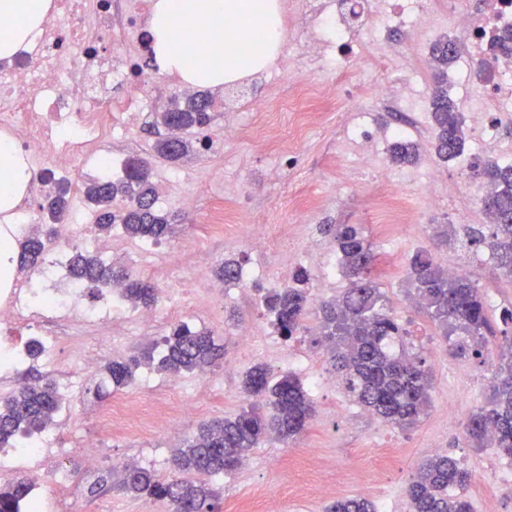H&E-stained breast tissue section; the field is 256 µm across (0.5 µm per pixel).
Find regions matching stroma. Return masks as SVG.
<instances>
[{
    "mask_svg": "<svg viewBox=\"0 0 512 512\" xmlns=\"http://www.w3.org/2000/svg\"><path fill=\"white\" fill-rule=\"evenodd\" d=\"M285 20L288 36L271 66L261 74L215 89L218 104L214 113L217 122L224 125L223 143L193 152L176 166L182 170L198 168L206 179L205 187L187 182L174 186L168 196L157 201L161 211L177 217L173 236L162 246L184 252L187 263L168 273L175 299L157 300L160 317L156 324L143 329L120 327L89 338V345L99 352L100 365L93 369L76 363L66 349L58 352L53 363L42 357L16 367L0 366V397L32 377L50 379L59 388L62 409L48 434L50 450L26 467L25 473L34 478L41 495L66 504V512H168L166 503L133 498L111 489L89 495L91 479L85 472L83 441L96 438L103 460L132 456L141 466L168 476L176 448L193 434L198 423L231 415L243 406L242 383L248 369L260 363L273 375L288 373V366L273 362L272 355L256 357L238 352L236 342L244 325L261 336L273 333L263 297L271 289L282 287L283 272H295V265L288 262L293 244L313 238L324 255L333 260L337 257L336 242L322 233V225L355 224L378 257V283L386 305L410 329L417 350L426 360L432 377L431 406L417 425L401 429L368 415L344 388L323 386L311 395L314 416L300 436L286 443L267 440L252 449L250 467L211 477L218 492L215 512H227L228 503L246 500L258 489L287 500L290 486L306 483L308 473L302 462L310 454L322 459L329 474L339 476L341 482L313 501L309 512H324L325 506L336 499L358 495L370 478L387 488L388 512H410L407 486L411 475L421 461L436 453L456 457L470 472L466 495L474 512H512V490L494 496L489 493L506 460L497 449L469 440L465 432L469 413L485 405L491 395L489 381L496 376L497 364L449 354L437 325L416 306L408 286L410 256L427 249L436 261L469 266L471 279L491 301L490 318H497L501 308L512 305V280L498 274L490 254L478 256L439 239L444 230L482 223L483 212L473 178L461 176L462 160L442 161L433 150L430 45L425 42L417 53L403 54L412 34L399 27L385 28L375 40L359 35L346 60L352 83L370 86L379 49L391 51L395 58L391 99L366 102L360 110L344 101V89L337 87L324 69L297 64L305 41L323 34L319 18L301 8L288 12ZM419 69L424 72L422 79L409 83L408 75ZM294 78L315 80L332 96L340 97L341 104L297 143V162L293 168L284 169L276 152L250 137L249 129L256 120L251 104L275 90H287ZM361 125L382 133L397 130L400 137L418 145L417 162L392 164L385 150L365 155L352 137L353 129ZM430 173L435 175L436 183L435 196L428 199L421 194L420 184ZM390 180L400 185L408 223L376 221L378 199ZM299 190L308 201V220L304 223L296 222L293 208V197ZM220 204L232 213L234 227L225 233H204L211 211ZM258 219L269 225L271 246L264 253L252 251L246 243L248 226ZM228 257L246 268L262 267V277L248 285L224 283L215 270ZM196 264L207 267L206 281L195 279L192 267ZM182 296L204 300L198 311H185L182 321L198 330L213 331L225 354H238L237 366L228 369L216 365L204 378L194 373L182 375L177 397L194 401L200 412L195 420L184 424L180 434L164 429L112 435L101 432L95 418L99 408L129 395L146 400L161 393L167 375L154 366L137 369L132 384L123 388L103 390L99 384L105 378V364L150 349L168 334L174 324L171 314L175 300ZM306 325V333L279 340L275 353L308 355L314 368L331 375L332 369L317 344L321 333L318 316L309 314ZM381 448L394 451L391 464L384 468L377 461ZM60 470L69 476L68 488L62 492L53 483L54 474Z\"/></svg>",
    "mask_w": 512,
    "mask_h": 512,
    "instance_id": "stroma-1",
    "label": "stroma"
}]
</instances>
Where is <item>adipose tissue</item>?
<instances>
[{"label": "adipose tissue", "mask_w": 512, "mask_h": 512, "mask_svg": "<svg viewBox=\"0 0 512 512\" xmlns=\"http://www.w3.org/2000/svg\"><path fill=\"white\" fill-rule=\"evenodd\" d=\"M49 0H0V17L13 21L0 36V57L32 44ZM150 29L160 68L198 88H215L264 70L287 37L280 0H151ZM0 212L13 209L27 190V162L0 150Z\"/></svg>", "instance_id": "ef3b65f1"}]
</instances>
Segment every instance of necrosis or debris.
<instances>
[{"mask_svg": "<svg viewBox=\"0 0 512 512\" xmlns=\"http://www.w3.org/2000/svg\"><path fill=\"white\" fill-rule=\"evenodd\" d=\"M437 8L438 0H338L331 34L321 41L316 56L329 59L334 45L349 40L362 14L372 28L400 23L429 38L433 30L427 20ZM148 11L149 0H124L117 11L112 0H53L35 46L0 60V134L14 143L33 174L23 201L14 209L16 239H23L32 225L47 223L41 201L54 196L60 183L71 181L75 168L121 165L120 154L105 151L102 145L114 132L135 128L145 97L137 63L129 56L108 53L107 47L134 42L149 48L144 26ZM448 17L461 50L458 80L464 86L477 82L481 92L471 122L476 145L472 158L478 161L484 156L483 145L496 138L498 125L512 122V56L502 54L497 44L504 30H512V0H486L477 15L464 11L460 0H448ZM329 107L319 84L296 82L289 94L253 104V111L262 117L254 134L276 146L279 139L273 129L280 109L290 110L291 132L297 137ZM70 199L71 217L59 227L64 247L49 257L45 287L29 288L19 278L11 283V296L0 302V334L12 336L14 326H23L48 356L68 347L89 367L97 356L87 350V339L106 330L111 317L97 309H77V288L57 287L66 274L65 247L87 238L80 191L72 190ZM195 412V404L185 400L166 412L134 399H119L98 410L96 417L108 432L131 427L148 432L161 423L179 426Z\"/></svg>", "mask_w": 512, "mask_h": 512, "instance_id": "4bbe7bcc", "label": "necrosis or debris"}]
</instances>
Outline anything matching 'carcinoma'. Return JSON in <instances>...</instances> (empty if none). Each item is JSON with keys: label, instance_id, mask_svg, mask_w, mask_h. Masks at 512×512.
<instances>
[{"label": "carcinoma", "instance_id": "carcinoma-1", "mask_svg": "<svg viewBox=\"0 0 512 512\" xmlns=\"http://www.w3.org/2000/svg\"><path fill=\"white\" fill-rule=\"evenodd\" d=\"M458 46L440 39L431 46L430 59L434 88L430 97L431 119L435 127L436 156L444 162L460 156L466 134L462 113L448 96V70L458 59ZM212 99L196 94L160 112L162 126L182 132H196L211 126ZM193 149L185 136L171 134L153 144L156 155L177 161ZM417 146L398 139L390 147V159L400 165L417 160ZM474 176L491 187L480 198L489 216L488 224H465L463 236L469 246H486L500 274L512 278V165L486 160L474 168ZM86 202L96 208L95 223L109 233L119 226L130 238L159 243L173 233L174 218L155 208L156 188L148 162L131 157L124 162L123 175L116 181L104 173L81 189ZM46 211L61 223L70 213L68 199L60 194L47 201ZM325 232L334 235L340 262L349 287L345 292L318 305L322 331L316 344L324 348L329 363L348 394L365 411L397 427L419 422L430 407L431 373L425 358L407 348L408 331L383 304L376 281V255L370 243L353 224H328ZM46 239L33 233L24 242L22 259L32 265L44 260ZM72 279L90 291L117 285L123 294L144 307L154 305L157 289L150 280L116 270L97 255L79 248L69 253ZM219 279L236 281L240 265L226 260L216 270ZM408 275L416 292V303L436 322L443 336L455 335V352H467L484 360H497V376L486 405L474 411L466 424L468 437L478 444L489 443L512 460V306L499 313L502 328L495 329L487 316L484 291L467 277H452L425 250L410 259ZM294 285L268 292L263 305L274 316L276 330L288 340L305 329L311 298L303 285L309 280L306 268H298ZM501 336L503 344L490 346L488 337ZM159 369L169 374L201 371L213 366L224 347L211 332L186 324L172 326L162 338ZM154 356L115 360L106 366L114 387L132 381L136 370L151 365ZM243 393L249 404L230 418L202 423L176 449L172 466L175 475L159 478L154 471L135 466L125 470L121 482L112 485V474L98 475L90 486L95 493L116 488L134 496L163 500L169 512H214L217 498L208 483L190 480L186 473L224 475L238 469L248 451L275 438L286 441L308 425L313 406L308 393L293 374L273 377L265 366H255L245 375ZM60 397L55 384L39 378L26 380L9 396L0 399V448L19 435L41 432L55 421ZM471 475L457 458L434 454L416 469L408 485L411 512H472L471 502L462 494ZM34 479L22 475L0 485V512H21L29 508ZM325 512H375L372 502L362 496L346 497L325 508Z\"/></svg>", "mask_w": 512, "mask_h": 512}]
</instances>
